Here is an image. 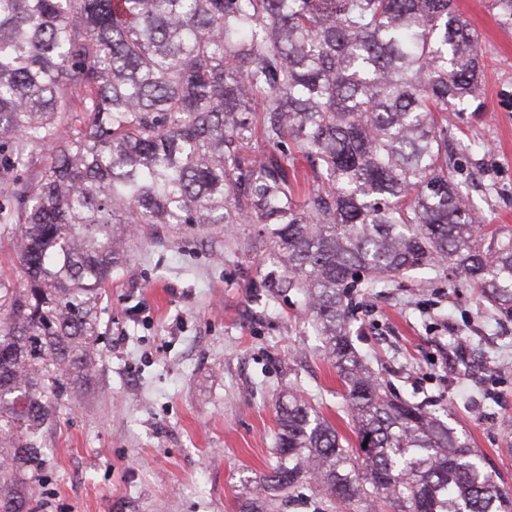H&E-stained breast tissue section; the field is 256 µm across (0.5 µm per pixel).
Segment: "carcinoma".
<instances>
[{
	"instance_id": "1",
	"label": "carcinoma",
	"mask_w": 512,
	"mask_h": 512,
	"mask_svg": "<svg viewBox=\"0 0 512 512\" xmlns=\"http://www.w3.org/2000/svg\"><path fill=\"white\" fill-rule=\"evenodd\" d=\"M483 57L454 0H0V222L23 270L0 283V512H33L62 380L97 361L119 224L265 225L343 383L355 446L286 395L239 512L305 482L318 512H512L465 433L383 391L347 318L357 289L443 265L512 319V228L482 223L440 125L480 99ZM257 135L288 153L247 155Z\"/></svg>"
}]
</instances>
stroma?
Returning a JSON list of instances; mask_svg holds the SVG:
<instances>
[{
    "label": "stroma",
    "mask_w": 512,
    "mask_h": 512,
    "mask_svg": "<svg viewBox=\"0 0 512 512\" xmlns=\"http://www.w3.org/2000/svg\"><path fill=\"white\" fill-rule=\"evenodd\" d=\"M457 3L481 35L484 107L449 113L448 149L489 222L512 226V23L492 0ZM272 249L256 224L136 226L105 286L101 356L42 434L40 512H236L241 478L275 463L291 389L350 435L337 372ZM350 313L388 393L466 430L512 486V319L429 267L361 289Z\"/></svg>",
    "instance_id": "obj_1"
}]
</instances>
